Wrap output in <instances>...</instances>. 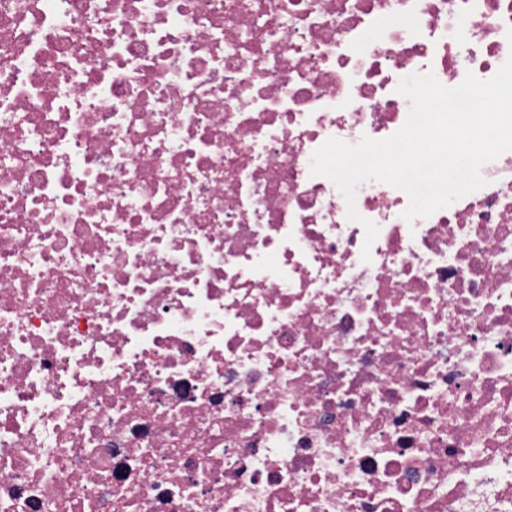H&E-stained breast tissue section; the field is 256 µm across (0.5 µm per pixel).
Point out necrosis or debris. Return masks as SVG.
<instances>
[{
    "instance_id": "4bbe7bcc",
    "label": "necrosis or debris",
    "mask_w": 512,
    "mask_h": 512,
    "mask_svg": "<svg viewBox=\"0 0 512 512\" xmlns=\"http://www.w3.org/2000/svg\"><path fill=\"white\" fill-rule=\"evenodd\" d=\"M512 0H0V512H512V151L407 221L310 173L512 53ZM370 262H363L362 251Z\"/></svg>"
}]
</instances>
